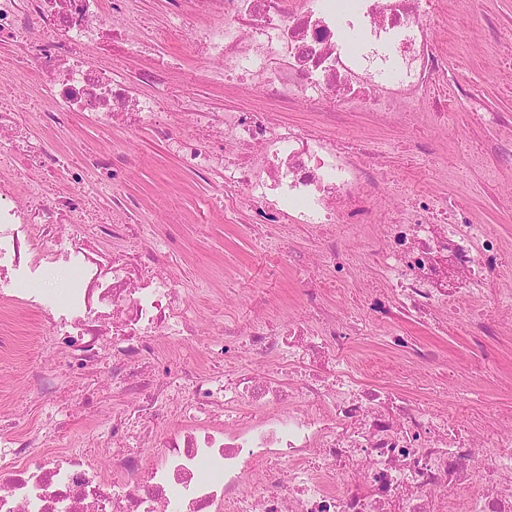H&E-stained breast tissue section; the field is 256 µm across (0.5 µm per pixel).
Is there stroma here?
Instances as JSON below:
<instances>
[{"mask_svg": "<svg viewBox=\"0 0 512 512\" xmlns=\"http://www.w3.org/2000/svg\"><path fill=\"white\" fill-rule=\"evenodd\" d=\"M447 2V31L441 49L448 57L449 81L469 84L479 95L482 112L512 117V80L507 77L512 71V56L487 28L491 22L512 26V0ZM130 11L133 21L127 26L129 37L151 44L154 55L116 56L111 49L99 45L89 47L88 53L102 68L111 70L113 77L138 80L142 95L164 98L175 132L191 133L184 115L197 106L220 115L246 104V97L208 81L212 67L196 55L187 34L189 28L212 24V16L201 13L192 0H187L180 21L171 13L170 0H131ZM14 52L12 41L0 40V78L13 80L17 96L26 100L30 108L45 107L47 77L33 65L20 72L13 69L10 62ZM159 56L175 60L177 71L176 77L162 88L142 79L144 73L154 70ZM469 120L467 102L449 98L448 129L435 141L430 158L404 153L405 131L378 129L364 119L355 126L331 128L330 133L371 140L402 181L410 184L418 183L430 172V163H438L434 172L438 196L473 223L494 227L507 251L512 252V207L502 200L503 190L512 186V164H498L497 185L485 182L482 166L490 159L486 145L499 136L500 130L487 124L468 137H461L460 130ZM28 136L33 144L77 161L106 150L103 133L81 114L75 115L66 129L33 127ZM125 141V149L116 157V164L124 173L118 187L91 182L86 184L85 191L104 214H111L112 195L118 191L136 200L131 211L136 223L177 226L187 249L175 253L173 261L185 272L184 288L197 291L196 285L202 280L210 285L209 290L197 291L198 329L213 332L224 323L241 318L247 303L240 289L247 282L268 293L276 320H287L304 273L288 268L269 273L255 233L225 224L224 199L215 186L182 171L167 142L151 126L127 134ZM463 155L473 158V166L459 165L458 159ZM45 325L44 315L32 312L14 324L17 349L13 354L0 356V415L7 417L22 409L32 418L41 415L44 402L30 384L29 366L35 363L48 370L53 365L52 357L44 352L41 331ZM387 333V327H380L375 335L358 344L353 351L354 361L370 364L382 374L408 375L413 392L427 395L439 410L451 418L465 419L477 431L484 429L496 409L512 407V319L501 322L499 360L490 370L481 369L471 353L459 317H449L447 329L434 335L418 328L412 331L415 338L431 341L447 356L448 369L444 372L435 365L412 363L393 350ZM109 384L108 377L102 376L93 385H74L70 398L75 410L58 418L60 440L83 430L88 415L109 412V405L101 400L102 391Z\"/></svg>", "mask_w": 512, "mask_h": 512, "instance_id": "stroma-1", "label": "stroma"}]
</instances>
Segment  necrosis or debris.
I'll list each match as a JSON object with an SVG mask.
<instances>
[{"mask_svg":"<svg viewBox=\"0 0 512 512\" xmlns=\"http://www.w3.org/2000/svg\"><path fill=\"white\" fill-rule=\"evenodd\" d=\"M444 3L200 0L218 22L192 29V43L219 63L225 86L269 107L218 120L187 113L207 131L197 137L173 134L159 99L85 60L83 47L127 16L129 0H113L108 14L99 0H0V38L27 34L16 65L52 75L50 105L27 112L31 122L57 129L81 112L108 131L156 126L185 172L219 183L228 223L266 228L264 250L280 265H300L290 245L300 232L324 261L300 291L309 323L296 343L281 346L291 327H269L258 295L255 319L195 349L184 372L159 368L149 381L143 367L158 361V343L186 344L193 334L166 233L134 223L122 205L94 225L102 241L147 255L136 267L87 249L65 223L88 208V176L120 182L110 153L67 170L64 196L44 181L0 178V317L45 314V350L58 360L36 370L33 385L53 401L72 377L105 372L114 400L73 449L51 447L52 412L0 433V512H512V409L469 436L350 359L356 337L372 335L371 319L394 311L418 324L462 312L473 347H486L499 323L486 303L512 293L502 237L449 219L433 191L412 192L371 163L369 147L352 153L278 117L303 104L328 125L364 113L400 129L422 108L429 124L446 125L448 73L436 49ZM62 263L72 273L47 293L42 275ZM376 268L387 285L365 296L370 319L352 327L327 298ZM100 446L110 449L104 466L91 453ZM118 472L130 481L116 482ZM451 486L463 509L448 498Z\"/></svg>","mask_w":512,"mask_h":512,"instance_id":"4bbe7bcc","label":"necrosis or debris"}]
</instances>
